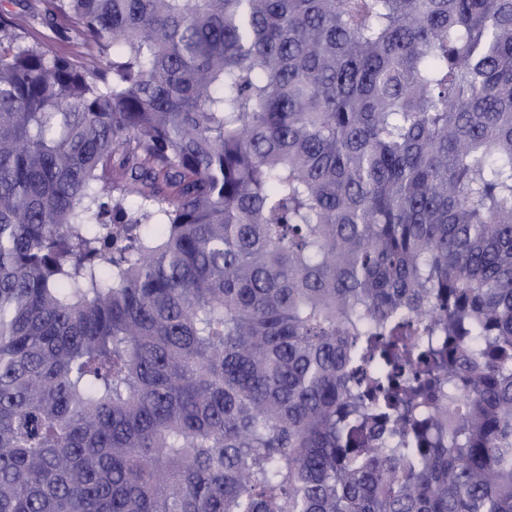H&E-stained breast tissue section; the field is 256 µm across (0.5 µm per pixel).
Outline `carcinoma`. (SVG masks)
<instances>
[{"mask_svg": "<svg viewBox=\"0 0 512 512\" xmlns=\"http://www.w3.org/2000/svg\"><path fill=\"white\" fill-rule=\"evenodd\" d=\"M0 6V512H512V0ZM1 1L2 5L18 15L20 21L26 26L28 30L29 38L44 39L46 37H50V46L54 51L58 53H71L79 50V46L74 34L69 33L66 36L54 34L48 27L43 25L39 19L33 20V18L30 16V7L31 5L35 4V1L16 0L15 2H6L10 0H0V4Z\"/></svg>", "mask_w": 512, "mask_h": 512, "instance_id": "cac0c4a2", "label": "carcinoma"}]
</instances>
